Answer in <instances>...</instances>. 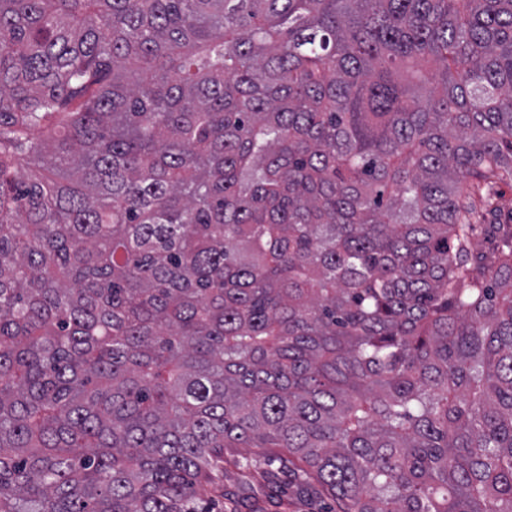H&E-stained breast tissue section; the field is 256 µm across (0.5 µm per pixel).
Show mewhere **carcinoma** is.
<instances>
[{"label":"carcinoma","instance_id":"1","mask_svg":"<svg viewBox=\"0 0 512 512\" xmlns=\"http://www.w3.org/2000/svg\"><path fill=\"white\" fill-rule=\"evenodd\" d=\"M507 179L512 0H0V512H512ZM224 456V497L209 486H196L201 503L211 512H320L330 504L323 497L296 495L288 465L281 467L275 483L267 482L260 474L268 468L262 448H228ZM249 471L254 477L244 478L242 475Z\"/></svg>","mask_w":512,"mask_h":512}]
</instances>
